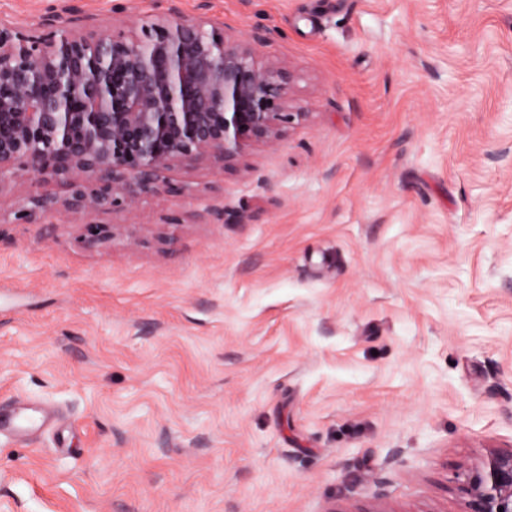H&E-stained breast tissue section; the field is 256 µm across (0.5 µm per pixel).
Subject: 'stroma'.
<instances>
[{"mask_svg":"<svg viewBox=\"0 0 512 512\" xmlns=\"http://www.w3.org/2000/svg\"><path fill=\"white\" fill-rule=\"evenodd\" d=\"M76 14L260 32L299 118L53 226L0 182V407L61 413L0 512H462L512 448V0H0Z\"/></svg>","mask_w":512,"mask_h":512,"instance_id":"obj_1","label":"stroma"}]
</instances>
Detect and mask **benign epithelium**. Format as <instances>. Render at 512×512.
Instances as JSON below:
<instances>
[{
    "mask_svg": "<svg viewBox=\"0 0 512 512\" xmlns=\"http://www.w3.org/2000/svg\"><path fill=\"white\" fill-rule=\"evenodd\" d=\"M263 43L203 17L79 34L51 19L0 24V180L63 186L62 199L33 200L45 216L114 210L143 192H183L162 174L186 159L230 163L275 145L299 113L291 71L260 61ZM112 238L111 224L85 227L90 246ZM464 492V512H512V450L471 469Z\"/></svg>",
    "mask_w": 512,
    "mask_h": 512,
    "instance_id": "7a95c632",
    "label": "benign epithelium"
}]
</instances>
